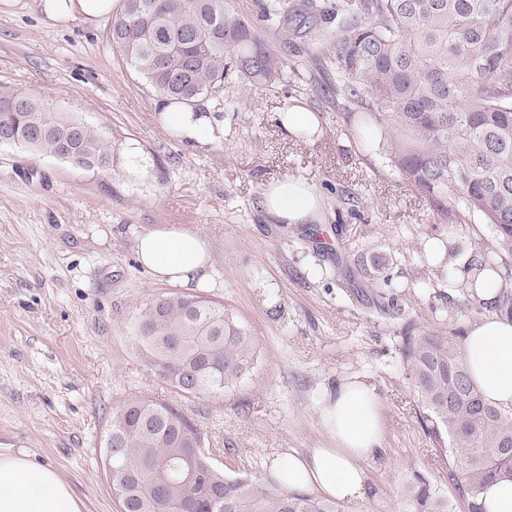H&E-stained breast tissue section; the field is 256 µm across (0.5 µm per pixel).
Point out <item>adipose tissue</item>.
<instances>
[{"label":"adipose tissue","instance_id":"1","mask_svg":"<svg viewBox=\"0 0 512 512\" xmlns=\"http://www.w3.org/2000/svg\"><path fill=\"white\" fill-rule=\"evenodd\" d=\"M116 0H41L54 22L93 23L111 14ZM159 118L180 140L205 147L224 138V122L214 113L167 96L157 102ZM261 206L279 224H308L322 217L320 193L304 180L285 177L268 184ZM136 257L154 281L184 288L215 285L210 248L198 233L169 227L138 236ZM501 279L490 273L476 287L487 314L467 325L460 342L469 374L484 398L512 407V317L497 309ZM320 423L331 447L308 452L277 453L270 473L291 490L312 489L325 497L351 503L367 495L363 462L382 448L381 403L373 385L344 379L325 390L319 407ZM83 500L58 472L30 462L24 455L0 453V512H83Z\"/></svg>","mask_w":512,"mask_h":512}]
</instances>
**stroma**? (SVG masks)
Here are the masks:
<instances>
[{"label":"stroma","instance_id":"stroma-1","mask_svg":"<svg viewBox=\"0 0 512 512\" xmlns=\"http://www.w3.org/2000/svg\"><path fill=\"white\" fill-rule=\"evenodd\" d=\"M109 24L57 26L40 0H0V91L37 95L112 142L108 172L0 144V452L54 467L85 512H121L101 453L126 398L173 402L206 434L217 467L263 477L279 451L329 446L322 394L358 377L380 397L384 451L364 463L366 497L341 512H402L400 488L413 470L435 480L451 512H469L421 423L401 336L409 324H467L447 266L424 260L425 245L447 240L453 256L490 241V225L454 200L430 203L390 166L378 125L318 94L334 74L299 62L333 23L269 35L288 63L272 87L231 77L221 100H199L224 121L223 140L202 148L158 121L157 91L113 52ZM296 102L318 116L317 137L296 139L278 125L277 113ZM131 141L144 168L125 162ZM285 176L320 191L321 222L268 223L261 193ZM173 226L208 241L217 283L208 296L255 340L253 369L221 396H177L134 336L140 308L171 289L140 266L135 241Z\"/></svg>","mask_w":512,"mask_h":512}]
</instances>
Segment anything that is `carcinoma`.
<instances>
[{
	"label": "carcinoma",
	"instance_id": "obj_1",
	"mask_svg": "<svg viewBox=\"0 0 512 512\" xmlns=\"http://www.w3.org/2000/svg\"><path fill=\"white\" fill-rule=\"evenodd\" d=\"M257 17L234 0H123L112 16V48L159 93L195 102L224 81L268 87L284 62L259 33L289 29L288 0H256ZM333 69L332 93L366 106L390 138V163L434 202L450 197L492 228L472 251L477 271L512 257V0H340L336 33L317 49ZM35 154L81 157L85 170H112V143L32 94L0 93V135ZM461 306L483 303L461 288ZM499 310L512 316V270L504 268ZM134 333L153 373L177 393L222 395L254 365L249 331L224 305L166 292L139 311ZM462 330L406 328V379L429 422L433 446L460 472L470 512L488 483L512 478V410L484 401L456 346ZM122 512H339L335 502L290 493L276 481L228 475L209 442L170 402L134 396L112 414L104 438ZM405 512H450L448 497L413 470Z\"/></svg>",
	"mask_w": 512,
	"mask_h": 512
}]
</instances>
